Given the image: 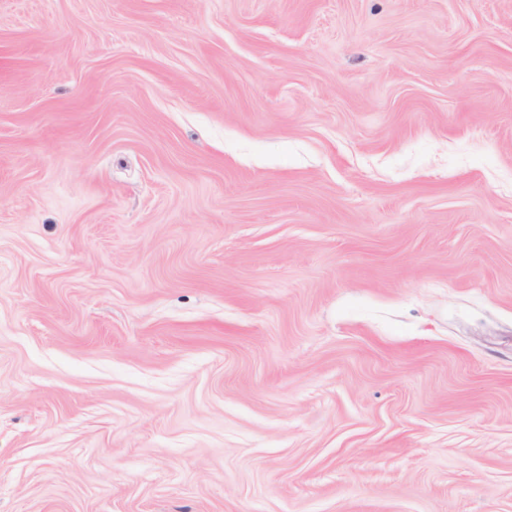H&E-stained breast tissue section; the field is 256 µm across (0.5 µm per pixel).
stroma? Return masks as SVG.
<instances>
[{"mask_svg":"<svg viewBox=\"0 0 512 512\" xmlns=\"http://www.w3.org/2000/svg\"><path fill=\"white\" fill-rule=\"evenodd\" d=\"M0 512H512V0H0Z\"/></svg>","mask_w":512,"mask_h":512,"instance_id":"1","label":"stroma"}]
</instances>
